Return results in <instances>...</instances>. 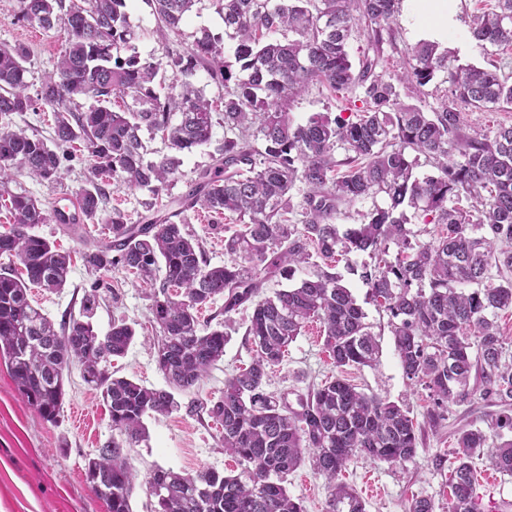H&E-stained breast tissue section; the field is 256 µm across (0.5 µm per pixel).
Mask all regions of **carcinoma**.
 I'll return each instance as SVG.
<instances>
[{"mask_svg": "<svg viewBox=\"0 0 512 512\" xmlns=\"http://www.w3.org/2000/svg\"><path fill=\"white\" fill-rule=\"evenodd\" d=\"M126 2L19 0L23 20L60 28L66 39L34 97L28 49L0 46V115L39 106L55 118L50 144L23 129L0 131V180L19 168L40 182H60L53 146L80 139L93 160L78 195L85 218L106 208L111 182L150 192L137 224L112 208V240L84 259L95 270L123 268L153 288L151 312L160 332L155 361L169 389L110 371L135 333L114 321L98 335L94 297H86L80 317L58 325L31 303L33 286L64 290L72 259L34 232L47 213L20 192L10 194L14 223L0 232V255L13 260L0 272V358L18 391L55 423L65 378L79 369L118 433L86 456V481L99 488L109 512H132L138 471L129 449L145 438L144 418L178 408L174 391L194 387L223 359L224 322L250 307L251 363L225 380L217 400L198 405L220 424L224 451L245 466L246 476L158 467L145 481L155 498L152 512H305L286 477L306 461L327 483L325 512H367L365 501L337 481L339 474L359 455L409 461L420 439L408 409L358 390L343 376L348 367L378 362L366 315L332 265L338 256L366 252L373 263L363 266L362 278L389 316L403 374L430 390V429L444 427L448 406L477 395L503 407L491 423L499 442L489 443L479 428L456 432L448 512H476L471 459L487 453L497 470L512 474V436L504 438L512 433V355L496 322L512 308V125L471 131L456 104L478 111L512 105V81L473 65L453 69L435 43L420 41L407 48L398 81L418 93L436 79L442 95L429 112L402 104L396 86L376 72L384 43L395 41L401 0H212L224 33L236 40V71L225 60L222 39L209 31L189 47L179 40L198 0H145L173 75L164 93L156 81L161 62L140 57L132 46ZM360 30L373 55L356 70L348 44ZM471 35L482 44H512V0H497L493 11L476 17ZM200 71L224 87L222 98L208 100L195 86ZM314 84L353 94L362 103L359 118L316 112L294 122L291 103ZM81 99L92 104L85 108ZM218 122L224 144L212 163L196 171L186 191L157 205L179 179L178 154L208 144ZM144 130L160 136L168 152L150 148ZM422 158L435 174L415 175ZM464 199L467 210L460 207ZM368 200L359 222L340 230L342 208ZM408 208L432 216L439 236L420 241ZM199 209L241 221L224 237L231 260L222 266L210 265L199 240L175 221ZM315 255L328 265L312 262ZM294 265L312 271L297 286L260 296L267 279ZM219 298L224 321L203 326L197 312ZM312 319L322 324L324 351L338 375L308 387L292 410L267 391V379Z\"/></svg>", "mask_w": 512, "mask_h": 512, "instance_id": "carcinoma-1", "label": "carcinoma"}]
</instances>
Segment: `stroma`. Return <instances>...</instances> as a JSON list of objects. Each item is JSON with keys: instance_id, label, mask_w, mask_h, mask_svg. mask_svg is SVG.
<instances>
[{"instance_id": "stroma-1", "label": "stroma", "mask_w": 512, "mask_h": 512, "mask_svg": "<svg viewBox=\"0 0 512 512\" xmlns=\"http://www.w3.org/2000/svg\"><path fill=\"white\" fill-rule=\"evenodd\" d=\"M496 0H460L457 24L449 30L444 46L450 67L480 65L505 74L512 73V45L479 44L470 33L474 16L492 11ZM129 21L135 31L134 46L141 57L161 59L162 45L156 23L145 0H127ZM65 36L60 30H44L22 20L18 0H0V46L22 45L29 49L26 62L32 90H39L45 74L55 66ZM346 92H330L314 86L292 104V117L302 123L316 112L346 114ZM66 170L63 183L42 184L24 174L13 175L6 188L16 193L26 191L41 203L76 195L85 185L92 160L87 150L58 147ZM108 212L80 228L47 221L36 226V234L71 252L77 263L71 279L60 294L33 289L32 299L53 321L64 314L79 313L84 296L97 299L92 322L99 334H106L114 320H125L135 330L128 352L114 359L118 375L135 379L149 388H166L158 370L153 340L158 331L152 322V289L133 274L121 269L92 271L80 261L82 253L110 241ZM186 229L203 244L211 265L227 262L224 252V218L209 213L187 212ZM367 254L354 252L336 266L344 284L351 289L366 314L379 344L376 367L348 369L347 378L363 391L389 402L406 406L415 424L422 429L423 443L414 459L401 464H387L366 457L353 458L340 479L352 487L365 502L368 512H406L412 498L428 497L436 512H448L447 471L438 469L437 457L446 455L455 443L448 430L454 426L473 425L489 430L498 409L481 399L463 406H451L448 429L431 431L425 426L429 392L421 384L405 378L395 351L388 316L370 297L361 277L368 262ZM246 312H236L228 328L230 339L224 358L197 385L177 393V411L145 418L146 438L130 453L139 478L131 497L133 512H149L151 498L145 480L157 467L193 473L214 468L239 474L238 462L226 455L219 443V433L206 413L197 411L199 402L219 397L224 380L237 367L248 365L253 351L245 335ZM337 370L323 350L319 322L308 323L288 347V353L270 377L268 389L285 397L289 408H296L298 394L311 384L336 375ZM88 413L87 428L77 427L75 411ZM112 422L102 401L81 380L71 374L65 384L63 411L58 423L44 421L20 395L6 362L0 361V512H108L105 501L89 489L84 476L85 458L109 440ZM475 492L479 512H512V475L497 471L487 456L474 460ZM289 493L302 502L306 512H324L328 490L324 478L310 465H302L289 474Z\"/></svg>"}]
</instances>
